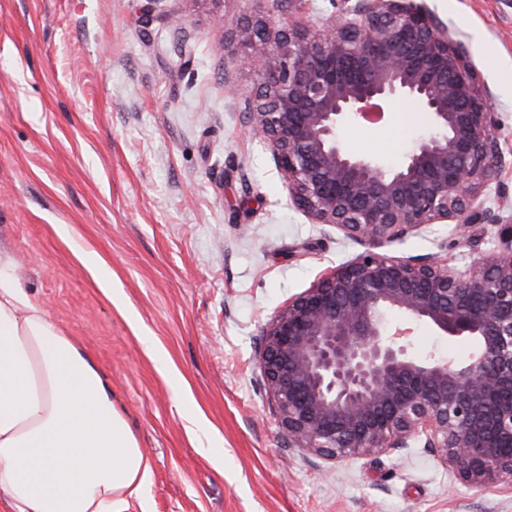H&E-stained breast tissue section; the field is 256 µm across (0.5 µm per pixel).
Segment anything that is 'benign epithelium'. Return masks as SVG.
I'll return each mask as SVG.
<instances>
[{
	"instance_id": "1",
	"label": "benign epithelium",
	"mask_w": 512,
	"mask_h": 512,
	"mask_svg": "<svg viewBox=\"0 0 512 512\" xmlns=\"http://www.w3.org/2000/svg\"><path fill=\"white\" fill-rule=\"evenodd\" d=\"M217 22L258 79L246 127L273 154L292 204L352 240L402 243L436 224L498 227L464 266L366 251L290 299L256 364L291 447L330 463L419 442L471 486L512 481V225L485 199L512 168L501 119L469 54L413 0H342L319 25L283 3ZM411 101L431 126L401 163L353 156L342 131ZM465 336L468 359L410 352L419 324Z\"/></svg>"
}]
</instances>
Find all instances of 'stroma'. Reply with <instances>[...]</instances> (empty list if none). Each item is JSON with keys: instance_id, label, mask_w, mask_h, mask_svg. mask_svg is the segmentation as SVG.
<instances>
[{"instance_id": "1", "label": "stroma", "mask_w": 512, "mask_h": 512, "mask_svg": "<svg viewBox=\"0 0 512 512\" xmlns=\"http://www.w3.org/2000/svg\"><path fill=\"white\" fill-rule=\"evenodd\" d=\"M0 0V254L103 372L152 474L126 512H512L430 449L327 463L289 447L256 366L262 326L369 250L311 223L245 130L248 50L213 22L256 0ZM469 49L512 149V0H424ZM178 13L180 25L169 23ZM430 124L411 102L351 125L354 155L398 165ZM459 260L492 228L389 246ZM112 280L104 296L85 262Z\"/></svg>"}]
</instances>
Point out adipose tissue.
Returning <instances> with one entry per match:
<instances>
[{
    "instance_id": "1",
    "label": "adipose tissue",
    "mask_w": 512,
    "mask_h": 512,
    "mask_svg": "<svg viewBox=\"0 0 512 512\" xmlns=\"http://www.w3.org/2000/svg\"><path fill=\"white\" fill-rule=\"evenodd\" d=\"M150 471L101 371L0 258V512H125Z\"/></svg>"
}]
</instances>
